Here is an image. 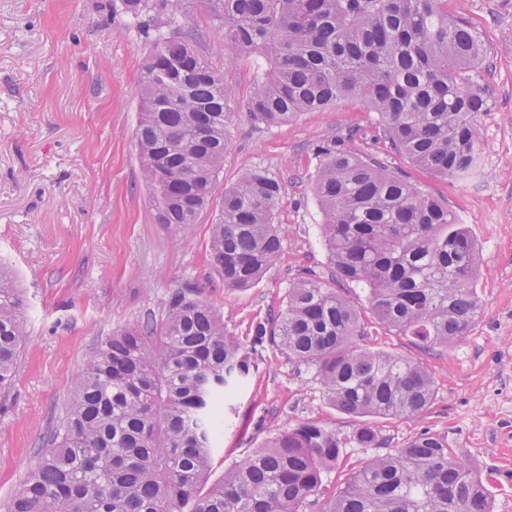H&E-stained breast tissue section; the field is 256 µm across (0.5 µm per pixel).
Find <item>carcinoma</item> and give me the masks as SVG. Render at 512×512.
Returning <instances> with one entry per match:
<instances>
[{
    "instance_id": "carcinoma-1",
    "label": "carcinoma",
    "mask_w": 512,
    "mask_h": 512,
    "mask_svg": "<svg viewBox=\"0 0 512 512\" xmlns=\"http://www.w3.org/2000/svg\"><path fill=\"white\" fill-rule=\"evenodd\" d=\"M180 2H162V24L151 15L153 0H120V8L149 45L135 130L141 170L159 223L187 229L213 202L231 105ZM209 3L220 42L270 63L246 102L255 124L281 126L360 99L379 115L383 139L412 164L461 179L480 170L479 118L491 93L468 71L485 46L446 0ZM352 138L332 136L314 149L328 279L297 282L284 308L252 324L247 341L192 287L173 290L161 318L113 332L86 358L64 416L6 512H305L343 453L325 425L280 431L211 481L218 405L250 376L265 345L312 370L345 414L406 419L427 410V368L363 346L361 311L336 284L362 287L375 319L430 352L466 336L479 317L477 245L446 204L358 154ZM285 183L284 173L255 167L224 188L209 237L224 286H252L280 257L274 217ZM26 339L22 301L1 270V390ZM353 440L361 448L384 443L371 423ZM323 512H491V504L475 465L424 432L369 459Z\"/></svg>"
}]
</instances>
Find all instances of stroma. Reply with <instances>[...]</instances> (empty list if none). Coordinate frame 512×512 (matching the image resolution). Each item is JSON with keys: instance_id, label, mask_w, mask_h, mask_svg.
I'll return each instance as SVG.
<instances>
[{"instance_id": "35a3bbf8", "label": "stroma", "mask_w": 512, "mask_h": 512, "mask_svg": "<svg viewBox=\"0 0 512 512\" xmlns=\"http://www.w3.org/2000/svg\"><path fill=\"white\" fill-rule=\"evenodd\" d=\"M113 0H0V265L22 291L28 339L7 391H0V512L34 466V451L63 414L74 378L99 340L146 315H161L186 285L245 336L252 322L286 305L303 278H327L320 207L312 192L315 146L355 130L360 154L380 158L423 192L447 203L479 248L481 315L462 340L425 354L411 337L367 318V348L423 360L435 389L416 417L378 420L382 448L351 438L359 419L327 401L311 370L273 347L234 401L214 452L213 478L280 430L304 422L334 429L344 459L327 476L332 498L350 473L422 431L445 437L473 461L493 512H512V0H448L479 32L486 58L473 71L492 89L480 119L490 158L468 180L433 175L378 138L379 117L360 100L311 112L278 128L254 124L246 101L265 59L218 47L207 0H190L188 20L224 77L231 147L219 186L261 165L287 173L275 214L280 260L250 288H226L209 263L204 213L190 231L159 223L140 170L134 130L148 46Z\"/></svg>"}]
</instances>
